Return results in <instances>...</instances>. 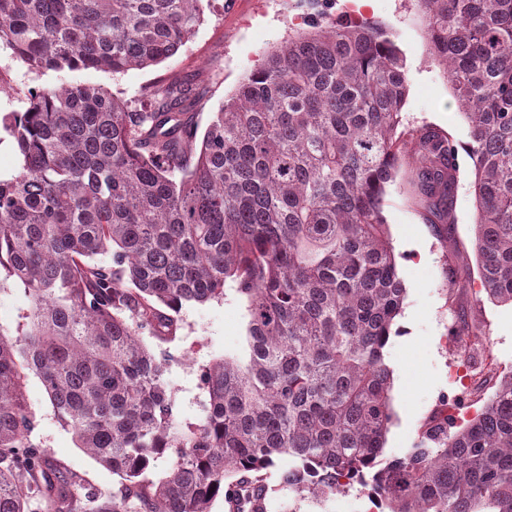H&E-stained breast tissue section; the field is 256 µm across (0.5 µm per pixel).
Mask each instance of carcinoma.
I'll return each mask as SVG.
<instances>
[{
	"mask_svg": "<svg viewBox=\"0 0 512 512\" xmlns=\"http://www.w3.org/2000/svg\"><path fill=\"white\" fill-rule=\"evenodd\" d=\"M470 125L476 252L512 305V0H414ZM202 0H0V45L44 72L145 68L173 56ZM237 86L197 138L203 96L163 81L137 107L91 84L34 89L3 118L21 160L0 178V512H265V470L325 500L353 482L388 512H512V377L468 423L443 414L401 457L384 349L405 288L382 214L407 173L443 240L457 149L403 125L406 64L382 25L320 12ZM247 303L239 351L201 368L197 422L176 418L171 356L191 302ZM112 494L31 439L28 373ZM174 458L166 474L149 473ZM29 301L22 290L0 294V324L12 329L19 317L27 311Z\"/></svg>",
	"mask_w": 512,
	"mask_h": 512,
	"instance_id": "carcinoma-1",
	"label": "carcinoma"
}]
</instances>
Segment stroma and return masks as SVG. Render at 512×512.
Returning <instances> with one entry per match:
<instances>
[{"label":"stroma","instance_id":"obj_1","mask_svg":"<svg viewBox=\"0 0 512 512\" xmlns=\"http://www.w3.org/2000/svg\"><path fill=\"white\" fill-rule=\"evenodd\" d=\"M203 9V22L175 55L122 74L35 73L1 45L0 115L22 110L33 87L95 84L121 99L138 100L158 81L175 77L205 90L194 121L199 129H206L224 99L292 31L305 27L310 12L299 0H205ZM364 15L387 27L405 60L404 125L414 129L428 125L447 133L457 148L459 166L450 242H443L435 226L424 220L407 181L389 185L383 195L387 234L406 288L403 311L385 348L392 374L393 420L386 440V455L391 458L403 456L422 439L444 398L464 394L467 403L454 415L467 420L496 383L512 373V307L491 302L481 290L475 253L474 165L465 150L469 124L441 66L431 57L422 19L411 0H372ZM181 317L178 340L166 346L176 358L169 379L177 390L178 420L196 421L205 398L199 369L239 349L247 322L246 302L229 288L222 300L186 305ZM24 391L37 421L32 440L44 443L54 462L76 475L82 485L102 492L118 487L119 477L78 448L72 433L54 418L37 376L28 375ZM287 465L282 459L268 471L272 491L266 512H380L367 490L356 483L323 501L278 489L279 473Z\"/></svg>","mask_w":512,"mask_h":512}]
</instances>
